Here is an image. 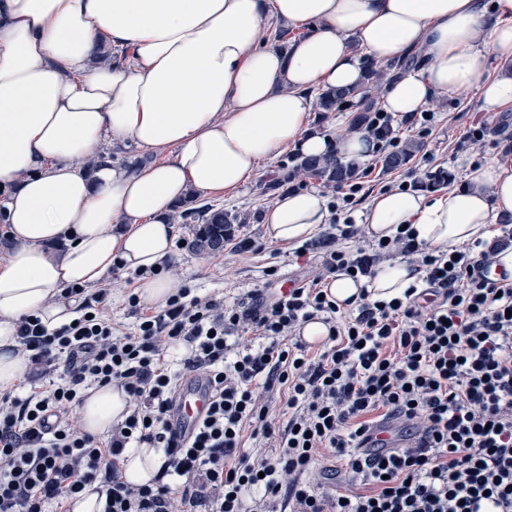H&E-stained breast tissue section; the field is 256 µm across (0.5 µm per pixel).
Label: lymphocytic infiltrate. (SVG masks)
I'll list each match as a JSON object with an SVG mask.
<instances>
[{
    "label": "lymphocytic infiltrate",
    "mask_w": 512,
    "mask_h": 512,
    "mask_svg": "<svg viewBox=\"0 0 512 512\" xmlns=\"http://www.w3.org/2000/svg\"><path fill=\"white\" fill-rule=\"evenodd\" d=\"M362 183L336 186L330 219L297 257L319 251L311 280L229 306L220 293L181 285L163 304L128 306L134 331L109 310L112 291L65 288L75 323H17L30 390L0 393V512H68L98 484L103 512H512V284L493 278L496 250L430 249L411 228L364 240L353 212ZM422 272L403 297L342 312L323 284L349 272L371 277L380 260ZM328 336L311 350L303 325ZM258 333L254 345L241 332ZM202 374L210 389L190 437L172 426L180 381ZM113 385L128 396L108 439L88 433L75 409L86 390ZM288 416L278 425L272 393ZM391 426V447L372 434ZM256 453L245 452L247 441ZM163 449L149 483L124 480L127 449ZM345 461L362 493H320L324 460Z\"/></svg>",
    "instance_id": "1"
}]
</instances>
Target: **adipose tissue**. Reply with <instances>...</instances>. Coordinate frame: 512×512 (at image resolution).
<instances>
[{"label":"adipose tissue","mask_w":512,"mask_h":512,"mask_svg":"<svg viewBox=\"0 0 512 512\" xmlns=\"http://www.w3.org/2000/svg\"><path fill=\"white\" fill-rule=\"evenodd\" d=\"M300 27L286 48L260 42L265 15ZM130 64L97 63L103 46ZM426 48L429 63L388 84L383 106L405 118L439 93L478 90L488 112L512 110V70L485 72L486 54L512 61V0H0V210L9 226L0 265V390L16 387L23 364L16 323L38 314L48 328L75 317L64 288L95 287L113 264L135 272L174 253L177 203L249 183L262 163L290 149L363 161L376 151L357 133L341 141L311 125V90L358 87L365 59L398 60ZM151 155L80 170L113 143ZM512 213V154L471 168L446 193L381 191L365 206L369 236L408 224L428 248L450 249L500 234ZM330 217L305 189L266 212V237L298 244ZM413 265L381 263L374 277L327 278L337 303L361 290L402 296ZM127 395L92 388L78 406L84 429L102 437L120 421ZM165 456L133 448L124 479L149 482Z\"/></svg>","instance_id":"1"}]
</instances>
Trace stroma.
Here are the masks:
<instances>
[{
    "label": "stroma",
    "mask_w": 512,
    "mask_h": 512,
    "mask_svg": "<svg viewBox=\"0 0 512 512\" xmlns=\"http://www.w3.org/2000/svg\"><path fill=\"white\" fill-rule=\"evenodd\" d=\"M426 109L436 115L432 135L421 138L410 124L400 126L402 142H422L419 152L397 167L386 166L377 157L361 164L358 179L371 193L398 183L411 170L433 165L447 168L449 186H457L471 167L490 163L503 145L512 144V111H483L477 91L436 95ZM479 120L489 123L490 136L481 146L464 143V133ZM217 202L229 213L250 214V222L242 225L237 234L255 241L257 250L244 255L226 249L212 254L197 253L190 249L189 243L195 238L198 225L176 224L173 263L178 280L202 292H223L226 301L233 303L250 290L299 275L291 247L270 241L265 236L263 215L273 202L264 195L260 179H253L238 191L218 197Z\"/></svg>",
    "instance_id": "stroma-1"
}]
</instances>
